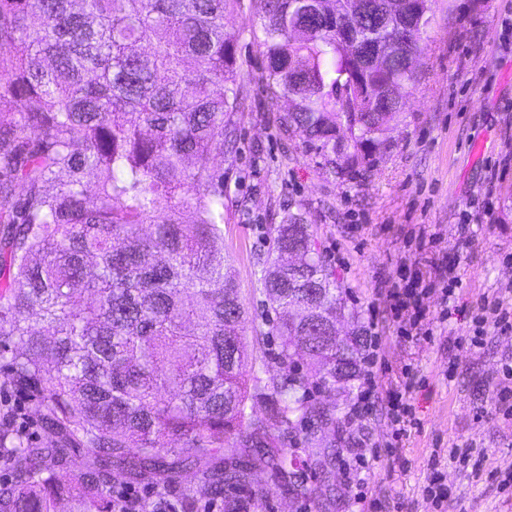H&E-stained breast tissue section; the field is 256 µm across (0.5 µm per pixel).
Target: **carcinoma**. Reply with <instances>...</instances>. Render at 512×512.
<instances>
[{"label":"carcinoma","mask_w":512,"mask_h":512,"mask_svg":"<svg viewBox=\"0 0 512 512\" xmlns=\"http://www.w3.org/2000/svg\"><path fill=\"white\" fill-rule=\"evenodd\" d=\"M238 0H0V370L35 405L47 438L0 417V512H115L114 470L145 484L149 512H259L252 468L300 494L335 491L338 400L360 379L365 334L318 247L289 213L258 256L264 309L251 316L224 257V168L240 109L224 20ZM350 0H259L267 88L294 97L280 130L330 174L368 171L392 146L402 55L359 50L392 38L403 0H369L357 43L336 38ZM302 254L293 267L288 250ZM347 318L352 336L328 335ZM254 335L247 336V326ZM275 345L248 367L249 343ZM305 353L306 366L299 367ZM263 405L261 413L254 404ZM320 462L292 448L299 435ZM253 460L228 452L244 443ZM191 471L196 486L179 485Z\"/></svg>","instance_id":"1"}]
</instances>
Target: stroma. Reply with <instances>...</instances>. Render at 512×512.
Wrapping results in <instances>:
<instances>
[{
    "instance_id": "35a3bbf8",
    "label": "stroma",
    "mask_w": 512,
    "mask_h": 512,
    "mask_svg": "<svg viewBox=\"0 0 512 512\" xmlns=\"http://www.w3.org/2000/svg\"><path fill=\"white\" fill-rule=\"evenodd\" d=\"M417 62L418 82L392 125V149L369 176L331 175L281 137L276 117L288 104L266 89L264 38L256 0H239L225 32L234 43L242 107L224 166V254L239 295L260 310L256 253L268 224L304 212L362 324H374L385 369L377 370L371 415L346 430L373 448L392 442L386 394L404 393L416 420L400 458L375 462L357 488L346 475L348 444L337 447L331 512H512L499 488L512 471V424L496 397L502 365L512 364V332L486 326L480 346L470 312L482 295L512 305V0H434ZM461 282L441 291L439 268ZM417 273L429 318H394L384 290L400 266ZM466 448L467 459L449 449ZM449 495L424 494L428 460Z\"/></svg>"
}]
</instances>
